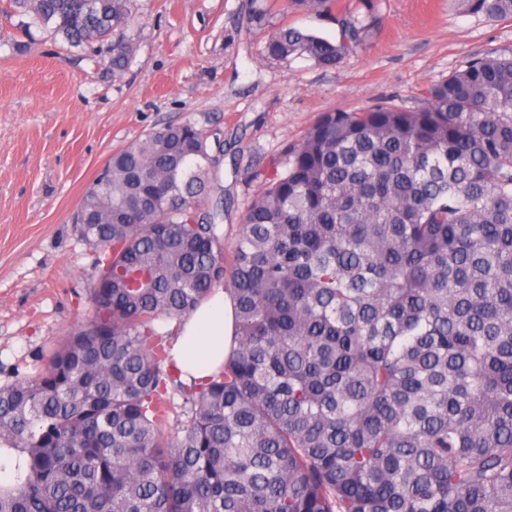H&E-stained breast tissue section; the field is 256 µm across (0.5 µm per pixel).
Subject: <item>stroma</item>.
I'll return each instance as SVG.
<instances>
[{"label":"stroma","mask_w":512,"mask_h":512,"mask_svg":"<svg viewBox=\"0 0 512 512\" xmlns=\"http://www.w3.org/2000/svg\"><path fill=\"white\" fill-rule=\"evenodd\" d=\"M373 36L340 67L261 55L254 0H135L133 17L95 56L42 28L0 17V384L34 373L90 313L92 255L72 216L112 153L171 123L224 141V238L233 243L258 190L250 175L297 141L319 113L378 101L412 104L467 60L512 51V19L454 0H351ZM128 69H107L116 40Z\"/></svg>","instance_id":"35a3bbf8"}]
</instances>
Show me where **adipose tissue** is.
I'll return each mask as SVG.
<instances>
[{
    "label": "adipose tissue",
    "mask_w": 512,
    "mask_h": 512,
    "mask_svg": "<svg viewBox=\"0 0 512 512\" xmlns=\"http://www.w3.org/2000/svg\"><path fill=\"white\" fill-rule=\"evenodd\" d=\"M235 334L233 301L216 290L190 316L177 336L173 354L183 379L204 382L224 362Z\"/></svg>",
    "instance_id": "obj_1"
}]
</instances>
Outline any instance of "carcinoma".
<instances>
[{
  "mask_svg": "<svg viewBox=\"0 0 512 512\" xmlns=\"http://www.w3.org/2000/svg\"><path fill=\"white\" fill-rule=\"evenodd\" d=\"M324 37L253 8L261 55L338 68L373 31L344 0ZM488 19L512 0H457ZM85 48L134 0H9ZM132 42L108 70L130 64ZM224 144L170 124L112 153L72 230L92 315L0 385V512H512V56L475 57L412 106L321 113L284 146L232 249ZM222 287L235 335L185 383L181 325Z\"/></svg>",
  "mask_w": 512,
  "mask_h": 512,
  "instance_id": "carcinoma-1",
  "label": "carcinoma"
}]
</instances>
